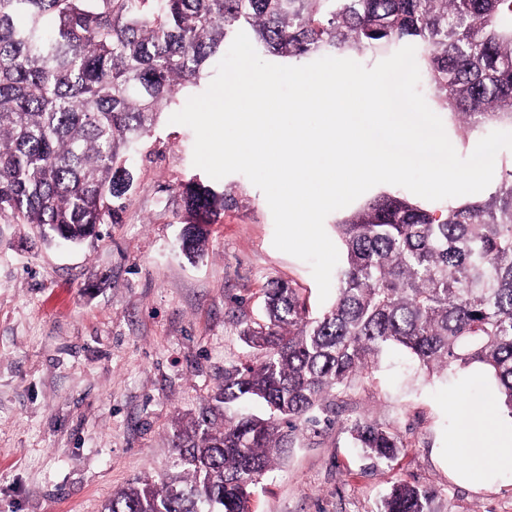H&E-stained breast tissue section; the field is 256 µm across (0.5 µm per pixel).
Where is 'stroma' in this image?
Returning <instances> with one entry per match:
<instances>
[{
    "label": "stroma",
    "instance_id": "stroma-1",
    "mask_svg": "<svg viewBox=\"0 0 512 512\" xmlns=\"http://www.w3.org/2000/svg\"><path fill=\"white\" fill-rule=\"evenodd\" d=\"M195 135L161 121L131 163L130 205L80 245H44L26 224L0 220V512H102L131 480L173 461L171 436L222 381L252 358L236 320L262 316L275 280L303 288L320 313L309 264L276 249L263 192L243 174L239 208L210 228L209 251L178 250L176 190L198 172ZM478 367L445 376L417 370L401 350L339 397L342 418L307 436L259 487L255 512H378L402 480L434 491L433 512H512V468L477 488L448 469L466 416L495 402ZM366 415L407 447L371 465L346 423Z\"/></svg>",
    "mask_w": 512,
    "mask_h": 512
}]
</instances>
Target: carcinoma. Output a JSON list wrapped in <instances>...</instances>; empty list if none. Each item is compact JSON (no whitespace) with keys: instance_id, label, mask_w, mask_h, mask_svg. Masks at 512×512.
I'll return each instance as SVG.
<instances>
[{"instance_id":"1","label":"carcinoma","mask_w":512,"mask_h":512,"mask_svg":"<svg viewBox=\"0 0 512 512\" xmlns=\"http://www.w3.org/2000/svg\"><path fill=\"white\" fill-rule=\"evenodd\" d=\"M240 30L283 61L410 43L463 140L512 126V0H0V218L69 244L119 223L130 156ZM181 197L180 250L194 261L240 201L195 177ZM336 229L334 304L314 317L303 289L271 282L265 321H237L262 358L224 368L214 395L174 423V470L136 479L103 512H253L261 480L315 432V412L335 422L337 394L390 347L432 372L484 366L512 416V166L483 200L426 208L381 193ZM348 432L375 464L406 448L366 417ZM433 497L399 481L379 512H431Z\"/></svg>"}]
</instances>
